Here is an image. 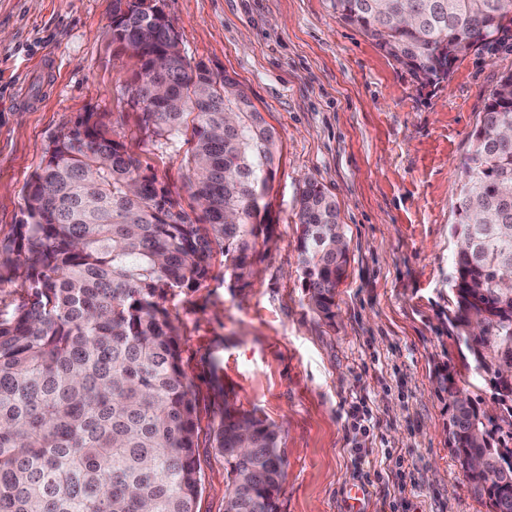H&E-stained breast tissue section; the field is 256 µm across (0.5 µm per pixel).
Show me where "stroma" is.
<instances>
[{
	"mask_svg": "<svg viewBox=\"0 0 512 512\" xmlns=\"http://www.w3.org/2000/svg\"><path fill=\"white\" fill-rule=\"evenodd\" d=\"M161 6L187 59L240 82L278 137L265 198L275 233L257 274L230 280L217 247L208 279L165 300L197 399L199 512H224L209 425L228 402L282 429L280 512H487L448 447L437 380L452 374L494 407L448 327L451 226L471 135L512 50L471 52L421 90L328 0ZM112 10L113 0H0V230L21 219L50 137L85 112L198 215L182 151L137 129L139 64L112 41ZM309 179L336 201L348 247L331 322L299 278L296 200ZM357 404L370 432L351 426Z\"/></svg>",
	"mask_w": 512,
	"mask_h": 512,
	"instance_id": "obj_1",
	"label": "stroma"
}]
</instances>
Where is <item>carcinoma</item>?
Instances as JSON below:
<instances>
[{"label": "carcinoma", "instance_id": "obj_1", "mask_svg": "<svg viewBox=\"0 0 512 512\" xmlns=\"http://www.w3.org/2000/svg\"><path fill=\"white\" fill-rule=\"evenodd\" d=\"M115 0L112 42L139 63V130L184 140L202 216L112 139L96 112L46 145L23 188L26 209L0 237V283L20 274L26 300L0 317V512H196L198 416L180 328L164 299L224 271L252 278L273 224L263 200L276 134L240 83L182 55L166 15ZM420 87L446 81L471 50L502 44L512 0H329ZM169 58L155 96L152 62ZM456 188L448 325L490 385L499 414L448 402L449 447L491 463L470 483L488 512H512V72L489 94ZM301 285L323 319L348 256L336 203L308 180L299 195ZM224 456L225 512H279L281 428L224 403L211 423Z\"/></svg>", "mask_w": 512, "mask_h": 512}]
</instances>
